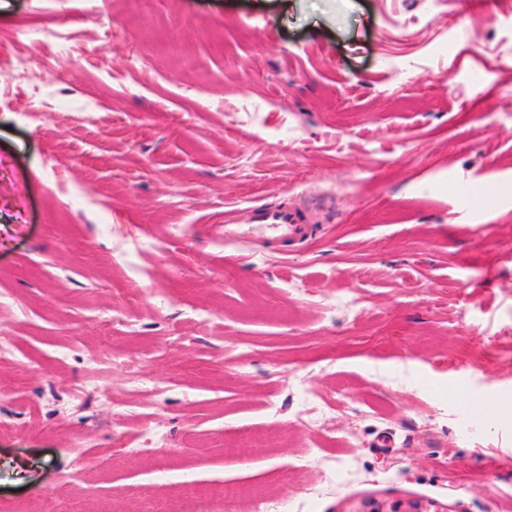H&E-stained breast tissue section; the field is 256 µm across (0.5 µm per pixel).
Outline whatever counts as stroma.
Here are the masks:
<instances>
[{"label": "stroma", "mask_w": 512, "mask_h": 512, "mask_svg": "<svg viewBox=\"0 0 512 512\" xmlns=\"http://www.w3.org/2000/svg\"><path fill=\"white\" fill-rule=\"evenodd\" d=\"M0 0V512L178 482L283 512H512V0ZM98 50L60 52L57 34ZM173 39L179 56L161 44ZM415 63L388 99L394 65ZM497 208H457V178ZM308 209L302 244L225 211ZM163 290L129 302L128 289ZM355 300L359 319L321 299ZM206 316L199 326L197 316ZM492 386L503 408L476 414ZM151 421L177 453L113 448ZM258 447L226 459L217 436ZM18 36L28 40L33 46V51L28 56L10 57L6 70L2 71L0 66V84L25 90L21 103L23 112L41 114L48 104L51 92L46 84L31 82L30 74L38 60L40 45L51 34L47 31L22 30Z\"/></svg>", "instance_id": "obj_1"}]
</instances>
